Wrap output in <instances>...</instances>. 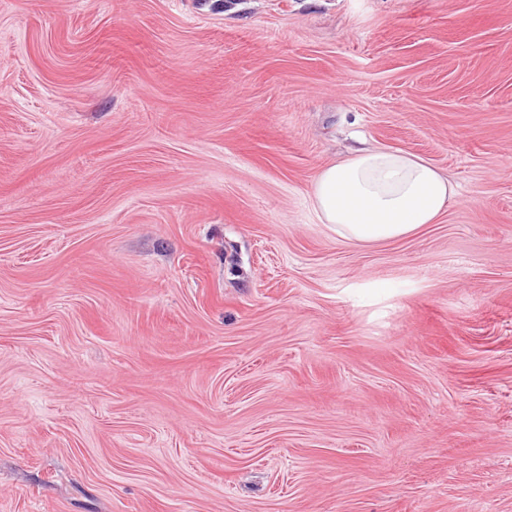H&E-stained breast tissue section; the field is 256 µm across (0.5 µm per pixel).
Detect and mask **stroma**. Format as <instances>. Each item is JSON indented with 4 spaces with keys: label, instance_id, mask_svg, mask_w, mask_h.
I'll return each mask as SVG.
<instances>
[{
    "label": "stroma",
    "instance_id": "obj_1",
    "mask_svg": "<svg viewBox=\"0 0 512 512\" xmlns=\"http://www.w3.org/2000/svg\"><path fill=\"white\" fill-rule=\"evenodd\" d=\"M0 512H512V0H0ZM455 193L448 177L423 159L376 149L321 168L310 198L322 224L351 242L373 245L436 224Z\"/></svg>",
    "mask_w": 512,
    "mask_h": 512
}]
</instances>
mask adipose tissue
<instances>
[{"label": "adipose tissue", "mask_w": 512, "mask_h": 512, "mask_svg": "<svg viewBox=\"0 0 512 512\" xmlns=\"http://www.w3.org/2000/svg\"><path fill=\"white\" fill-rule=\"evenodd\" d=\"M455 188L423 159L385 149L359 150L316 174L310 198L321 223L373 245L406 237L446 212Z\"/></svg>", "instance_id": "1"}]
</instances>
